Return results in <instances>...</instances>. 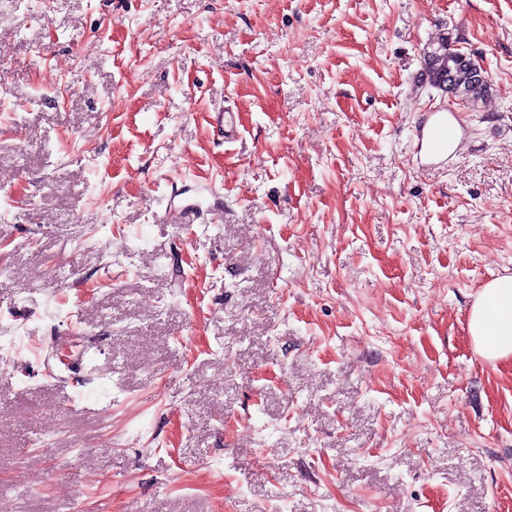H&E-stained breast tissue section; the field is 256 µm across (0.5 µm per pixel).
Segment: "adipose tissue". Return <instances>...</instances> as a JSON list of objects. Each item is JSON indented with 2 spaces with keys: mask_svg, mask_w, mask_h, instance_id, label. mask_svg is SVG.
I'll return each mask as SVG.
<instances>
[{
  "mask_svg": "<svg viewBox=\"0 0 512 512\" xmlns=\"http://www.w3.org/2000/svg\"><path fill=\"white\" fill-rule=\"evenodd\" d=\"M468 333L484 359L512 358V275L497 277L482 288L470 308Z\"/></svg>",
  "mask_w": 512,
  "mask_h": 512,
  "instance_id": "obj_1",
  "label": "adipose tissue"
}]
</instances>
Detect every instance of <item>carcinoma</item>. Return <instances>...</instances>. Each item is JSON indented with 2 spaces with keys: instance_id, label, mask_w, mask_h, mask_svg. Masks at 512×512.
I'll list each match as a JSON object with an SVG mask.
<instances>
[{
  "instance_id": "obj_1",
  "label": "carcinoma",
  "mask_w": 512,
  "mask_h": 512,
  "mask_svg": "<svg viewBox=\"0 0 512 512\" xmlns=\"http://www.w3.org/2000/svg\"><path fill=\"white\" fill-rule=\"evenodd\" d=\"M424 62L431 85L439 88L444 84L457 97L475 101L488 91V82L472 75L463 54L452 50L446 38L427 47Z\"/></svg>"
}]
</instances>
